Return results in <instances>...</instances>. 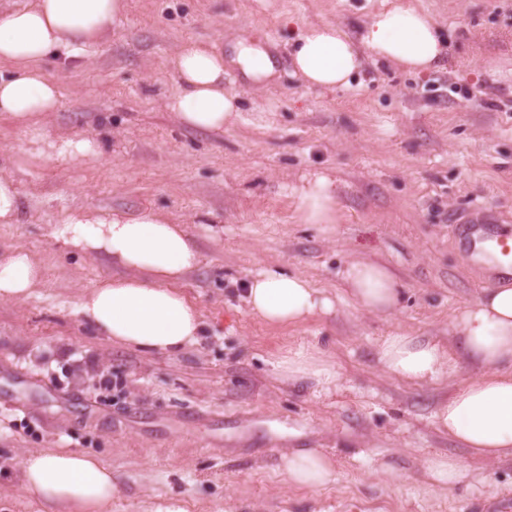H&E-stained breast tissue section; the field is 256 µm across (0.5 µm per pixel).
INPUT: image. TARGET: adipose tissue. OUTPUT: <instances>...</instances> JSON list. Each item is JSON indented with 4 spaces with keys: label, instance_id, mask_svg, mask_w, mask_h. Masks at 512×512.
Here are the masks:
<instances>
[{
    "label": "adipose tissue",
    "instance_id": "1",
    "mask_svg": "<svg viewBox=\"0 0 512 512\" xmlns=\"http://www.w3.org/2000/svg\"><path fill=\"white\" fill-rule=\"evenodd\" d=\"M126 11L125 0H26L0 11V112L18 125L55 111L59 88L41 69L49 57L85 59L101 35ZM292 62L310 87H349L364 58L426 72L446 53L434 17L408 0H385L382 8L352 32L334 23L305 25L294 40ZM236 66L252 86L276 75L274 59L264 47L237 37L230 52L188 40L171 59L177 82L167 107L179 121L200 131H221L237 122L238 92L224 85L225 64ZM296 212L304 224L339 220L332 182L314 176L294 192ZM52 234L85 256H104L123 275L98 281L77 301V314L98 332L142 351L176 354L194 343L203 325L198 308L176 284L198 263V250L183 225L151 211L136 216H102L72 211ZM41 279V266L23 250L0 257V299L23 301ZM354 304L372 313L397 310L401 289L388 268L349 262L343 272ZM250 313L273 327L299 325L332 314L336 303L302 275L264 268L246 284ZM456 343L447 347L424 336L394 332L377 345L383 372L409 383L451 379L453 386L433 417L473 456L499 461L512 458V285L484 288L454 324ZM475 376L459 381L463 365ZM274 369L293 383L328 385L336 374L324 351L286 352ZM24 488L47 503L101 512L119 492L112 471L96 458L66 448L41 450L20 464ZM333 461L317 449H295L283 457L288 485L309 489L335 479Z\"/></svg>",
    "mask_w": 512,
    "mask_h": 512
}]
</instances>
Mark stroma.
I'll return each mask as SVG.
<instances>
[{
	"instance_id": "1",
	"label": "stroma",
	"mask_w": 512,
	"mask_h": 512,
	"mask_svg": "<svg viewBox=\"0 0 512 512\" xmlns=\"http://www.w3.org/2000/svg\"><path fill=\"white\" fill-rule=\"evenodd\" d=\"M382 0H127L126 17L83 63L48 60L57 111L33 126L0 113V175L22 208L0 224V250L43 266L24 302L0 300V512H60L28 493L19 460L66 447L98 457L120 483L105 512H470L512 491V460L471 457L433 413L449 383L385 377L378 341L393 332L452 339L454 320L489 284L454 242L457 217L512 225V112L484 103L488 86L512 99V0H414L437 20L442 65L410 73L368 61L348 88H308L293 74V30L331 21L358 29ZM245 36L276 60L272 84L252 88L235 67L239 123L220 132L183 126L166 101L170 60L186 39L229 47ZM90 139L98 155L61 156ZM334 181L335 224L298 220L293 190L313 173ZM183 224L200 262L178 284L203 313L198 340L179 355L112 344L75 311L96 281L119 275L81 258L51 228L71 209ZM390 268L399 309L357 310L342 277L352 260ZM271 266L308 277L335 314L271 328L248 311L243 285ZM319 349L335 384L294 385L270 365ZM316 448L336 479L284 485L281 454ZM458 458L467 480L437 490L422 464Z\"/></svg>"
}]
</instances>
